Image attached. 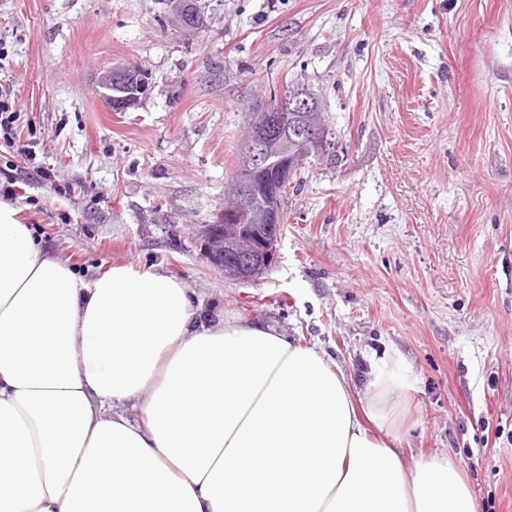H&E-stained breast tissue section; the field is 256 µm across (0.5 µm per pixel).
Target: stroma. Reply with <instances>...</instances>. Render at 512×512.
<instances>
[{
	"label": "stroma",
	"instance_id": "35a3bbf8",
	"mask_svg": "<svg viewBox=\"0 0 512 512\" xmlns=\"http://www.w3.org/2000/svg\"><path fill=\"white\" fill-rule=\"evenodd\" d=\"M207 6L187 36L162 0H0V88L32 126L0 140L21 222L79 276L164 271L197 315L273 326L357 380L401 363L400 453L452 454L479 512H512V0ZM113 66L149 72L137 107L103 101ZM286 82L320 97L341 160L310 159L275 262L230 281L195 234L251 104Z\"/></svg>",
	"mask_w": 512,
	"mask_h": 512
}]
</instances>
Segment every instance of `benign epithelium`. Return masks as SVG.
Returning <instances> with one entry per match:
<instances>
[{
	"label": "benign epithelium",
	"mask_w": 512,
	"mask_h": 512,
	"mask_svg": "<svg viewBox=\"0 0 512 512\" xmlns=\"http://www.w3.org/2000/svg\"><path fill=\"white\" fill-rule=\"evenodd\" d=\"M169 7L178 28L200 31L192 0H172ZM136 77L134 68H109L98 75L97 86L112 109L125 112L135 105L136 96L127 94V87ZM314 107L313 99L284 88L276 95L275 107L255 114L238 166L239 206L197 230L203 256L225 279L254 280L275 262L283 232L281 187L293 173L291 159L278 150L279 143L289 135L310 151L324 149L326 137L298 122L301 113Z\"/></svg>",
	"instance_id": "obj_1"
}]
</instances>
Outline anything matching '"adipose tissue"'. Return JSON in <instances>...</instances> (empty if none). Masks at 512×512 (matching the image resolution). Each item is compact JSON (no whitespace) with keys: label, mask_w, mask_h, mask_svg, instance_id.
<instances>
[{"label":"adipose tissue","mask_w":512,"mask_h":512,"mask_svg":"<svg viewBox=\"0 0 512 512\" xmlns=\"http://www.w3.org/2000/svg\"><path fill=\"white\" fill-rule=\"evenodd\" d=\"M412 386L385 367L356 395L161 271L81 278L0 199V512H478L451 456L397 450Z\"/></svg>","instance_id":"1"}]
</instances>
